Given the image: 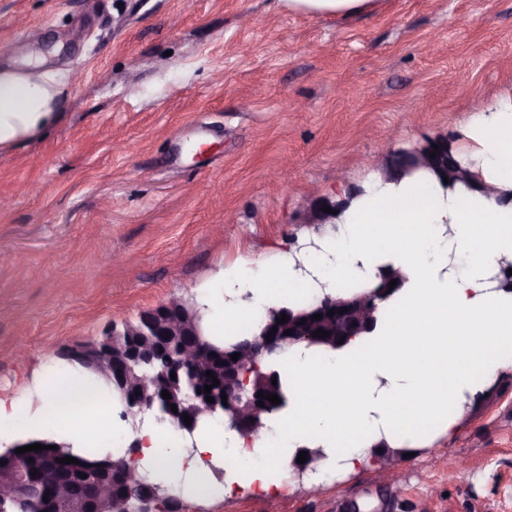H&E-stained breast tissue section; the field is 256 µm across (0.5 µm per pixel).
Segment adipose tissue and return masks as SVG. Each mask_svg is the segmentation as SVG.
<instances>
[{
    "instance_id": "adipose-tissue-1",
    "label": "adipose tissue",
    "mask_w": 512,
    "mask_h": 512,
    "mask_svg": "<svg viewBox=\"0 0 512 512\" xmlns=\"http://www.w3.org/2000/svg\"><path fill=\"white\" fill-rule=\"evenodd\" d=\"M67 94L60 74L40 64L0 71V151L55 123ZM460 149L478 160L484 183L512 190V86L492 109L470 114ZM366 189L320 249L287 251L269 264L240 261L207 291L205 336L229 344L257 334L269 309L374 288L386 264L408 276L379 302L372 334L336 349L302 342L260 359L284 393L264 415L261 436L228 424L191 435L157 413L131 429L100 381L74 369L60 374L53 362L42 368V410L28 419L27 434L117 456L137 442L148 482L195 501L281 496L304 448L322 452L309 477L322 485L388 451L453 436L463 404L512 372V292L496 279L501 261H512V203L461 185L442 191L428 172L397 188L376 176ZM216 466L223 478L214 476Z\"/></svg>"
}]
</instances>
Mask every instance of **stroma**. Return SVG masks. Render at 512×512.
I'll use <instances>...</instances> for the list:
<instances>
[{
	"label": "stroma",
	"instance_id": "1",
	"mask_svg": "<svg viewBox=\"0 0 512 512\" xmlns=\"http://www.w3.org/2000/svg\"><path fill=\"white\" fill-rule=\"evenodd\" d=\"M0 0V68L54 47L61 120L0 152V398L43 359L237 259L308 240L312 203L374 176L387 142L458 136L512 86V0ZM183 512H512V372L458 432L311 491ZM294 7L314 14L350 15L372 6L374 0H290Z\"/></svg>",
	"mask_w": 512,
	"mask_h": 512
}]
</instances>
